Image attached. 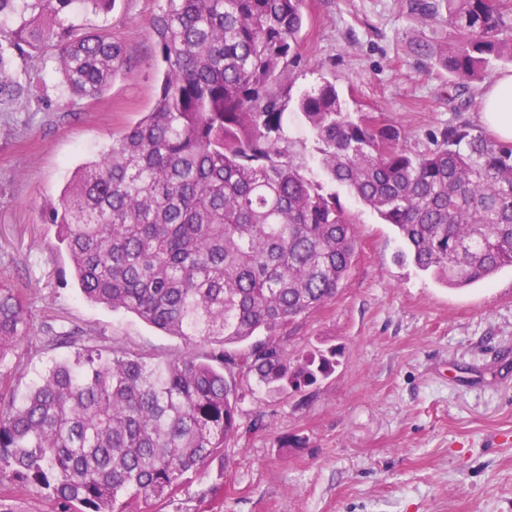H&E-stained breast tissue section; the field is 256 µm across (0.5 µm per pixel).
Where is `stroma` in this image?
<instances>
[{
    "instance_id": "stroma-1",
    "label": "stroma",
    "mask_w": 512,
    "mask_h": 512,
    "mask_svg": "<svg viewBox=\"0 0 512 512\" xmlns=\"http://www.w3.org/2000/svg\"><path fill=\"white\" fill-rule=\"evenodd\" d=\"M412 0H304L295 90L335 81L381 112L415 151L451 124L478 126L485 83L460 90L416 45L447 41ZM162 0H116L75 16L124 46L123 72L95 100L59 88L51 56L16 59L33 91L0 110V279L26 289L31 334L4 373L24 394L50 359L43 326L173 360L185 339L85 300L42 211L83 163L149 111L160 79L149 22ZM356 253L335 299L279 332L289 354L340 349L334 374L301 395L269 397L244 381L246 433L224 449L222 480L194 479L160 512H512V268L453 289L400 263L401 240L353 197ZM262 428H253L254 420Z\"/></svg>"
}]
</instances>
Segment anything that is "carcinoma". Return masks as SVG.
I'll return each mask as SVG.
<instances>
[{"instance_id": "obj_1", "label": "carcinoma", "mask_w": 512, "mask_h": 512, "mask_svg": "<svg viewBox=\"0 0 512 512\" xmlns=\"http://www.w3.org/2000/svg\"><path fill=\"white\" fill-rule=\"evenodd\" d=\"M115 0H0V107L26 98L16 57L50 49L73 97L94 100L125 65L107 31L65 22ZM303 0H164L151 20L155 102L43 212L84 298L208 347L170 361L101 349L73 331L19 397L0 373V512L7 486L59 512H144L224 463L242 434L237 377L274 397L329 377L341 352L289 355L277 332L336 297L356 219L340 187L396 228L401 259L462 288L512 268V142L448 125L407 148L381 112H352L325 75L298 94ZM448 14L435 54L462 88L512 67V0H426ZM314 143L290 135L291 123ZM23 290L0 285V365L28 336Z\"/></svg>"}]
</instances>
